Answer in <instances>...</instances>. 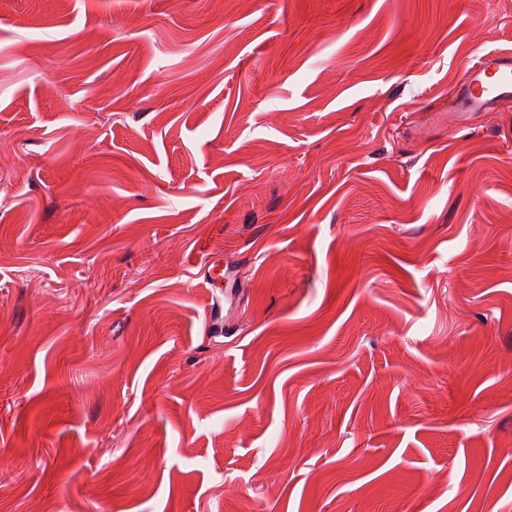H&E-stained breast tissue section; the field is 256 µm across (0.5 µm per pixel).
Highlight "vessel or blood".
I'll return each instance as SVG.
<instances>
[{
    "instance_id": "obj_1",
    "label": "vessel or blood",
    "mask_w": 512,
    "mask_h": 512,
    "mask_svg": "<svg viewBox=\"0 0 512 512\" xmlns=\"http://www.w3.org/2000/svg\"><path fill=\"white\" fill-rule=\"evenodd\" d=\"M512 101V51L485 55L468 68L454 96L453 109L460 121L478 112H495Z\"/></svg>"
}]
</instances>
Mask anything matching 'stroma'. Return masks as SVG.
<instances>
[{
  "instance_id": "stroma-1",
  "label": "stroma",
  "mask_w": 512,
  "mask_h": 512,
  "mask_svg": "<svg viewBox=\"0 0 512 512\" xmlns=\"http://www.w3.org/2000/svg\"><path fill=\"white\" fill-rule=\"evenodd\" d=\"M507 47L512 0H0V512H512V102L450 103Z\"/></svg>"
}]
</instances>
